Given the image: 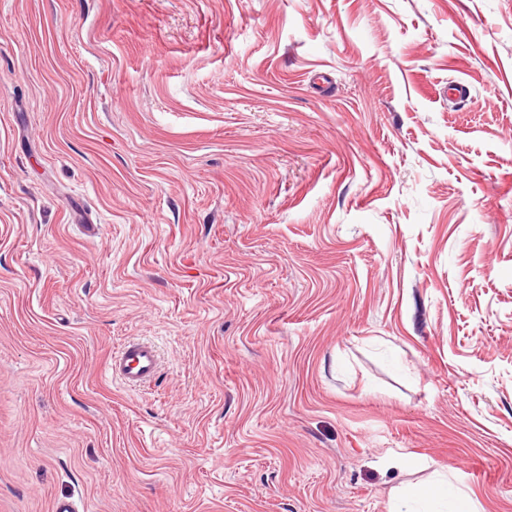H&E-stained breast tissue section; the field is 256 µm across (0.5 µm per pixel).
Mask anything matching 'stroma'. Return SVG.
<instances>
[{
    "label": "stroma",
    "mask_w": 512,
    "mask_h": 512,
    "mask_svg": "<svg viewBox=\"0 0 512 512\" xmlns=\"http://www.w3.org/2000/svg\"><path fill=\"white\" fill-rule=\"evenodd\" d=\"M436 471L512 512V0H0V512ZM160 355L157 347L148 341H131L116 350L107 372L129 386H142L157 374Z\"/></svg>",
    "instance_id": "1"
}]
</instances>
